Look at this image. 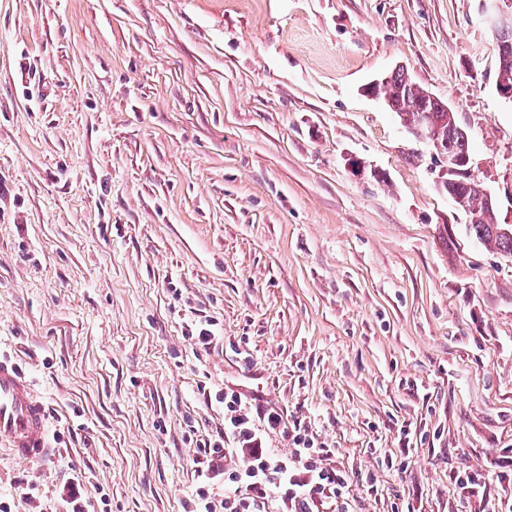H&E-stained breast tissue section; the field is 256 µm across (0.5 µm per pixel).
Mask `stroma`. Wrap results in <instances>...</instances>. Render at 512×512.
Returning a JSON list of instances; mask_svg holds the SVG:
<instances>
[{
  "label": "stroma",
  "instance_id": "35a3bbf8",
  "mask_svg": "<svg viewBox=\"0 0 512 512\" xmlns=\"http://www.w3.org/2000/svg\"><path fill=\"white\" fill-rule=\"evenodd\" d=\"M497 62L482 0H0V353L51 449L0 438V500L84 474L85 512H183L234 392L344 512H469L465 471L512 512V258L368 93L400 65L447 102L512 225ZM257 418L264 431L280 432L289 435L288 419L276 410L264 409L262 406L256 408Z\"/></svg>",
  "mask_w": 512,
  "mask_h": 512
}]
</instances>
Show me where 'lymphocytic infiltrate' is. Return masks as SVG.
<instances>
[{"instance_id": "lymphocytic-infiltrate-1", "label": "lymphocytic infiltrate", "mask_w": 512, "mask_h": 512, "mask_svg": "<svg viewBox=\"0 0 512 512\" xmlns=\"http://www.w3.org/2000/svg\"><path fill=\"white\" fill-rule=\"evenodd\" d=\"M229 412L227 428L218 438L203 442L197 460L196 487L183 503L184 512H265L270 488L284 491L287 512H337L336 490L344 478L320 467V451L302 437L300 430H289L283 414L264 408L248 412L241 408L237 394L223 397ZM291 432L292 459L284 461L262 446V431ZM233 443L244 464L236 469L224 466L226 443ZM228 492L222 502H214L216 484Z\"/></svg>"}]
</instances>
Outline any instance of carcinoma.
I'll list each match as a JSON object with an SVG mask.
<instances>
[{
    "label": "carcinoma",
    "instance_id": "obj_1",
    "mask_svg": "<svg viewBox=\"0 0 512 512\" xmlns=\"http://www.w3.org/2000/svg\"><path fill=\"white\" fill-rule=\"evenodd\" d=\"M496 86L512 91V48L505 52V56L498 57ZM372 92L383 95L389 109L409 130L420 131L426 136L432 132L437 134L448 159L456 162V170L446 173L445 191L470 218L469 230L478 240L512 257V225L506 227L495 223V206L487 203L477 186L470 185L464 165L460 164L471 155V147L456 113L413 82L402 69L391 72L387 81L372 88Z\"/></svg>",
    "mask_w": 512,
    "mask_h": 512
}]
</instances>
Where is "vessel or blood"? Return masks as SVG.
<instances>
[{
    "label": "vessel or blood",
    "instance_id": "obj_1",
    "mask_svg": "<svg viewBox=\"0 0 512 512\" xmlns=\"http://www.w3.org/2000/svg\"><path fill=\"white\" fill-rule=\"evenodd\" d=\"M45 412L31 393V384L17 365L0 355V437H7L14 456L45 457Z\"/></svg>",
    "mask_w": 512,
    "mask_h": 512
}]
</instances>
